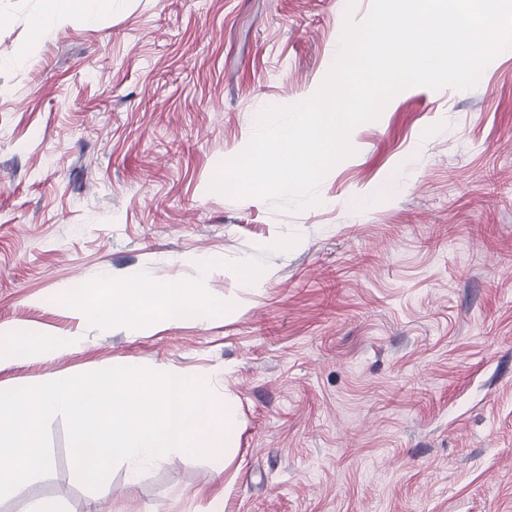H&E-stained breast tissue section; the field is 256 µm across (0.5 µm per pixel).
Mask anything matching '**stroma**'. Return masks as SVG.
Segmentation results:
<instances>
[{
	"instance_id": "1",
	"label": "stroma",
	"mask_w": 512,
	"mask_h": 512,
	"mask_svg": "<svg viewBox=\"0 0 512 512\" xmlns=\"http://www.w3.org/2000/svg\"><path fill=\"white\" fill-rule=\"evenodd\" d=\"M370 5L114 0L0 66V325L44 349L0 386L132 361L195 374L239 421L230 457L122 461L94 491L54 417L50 472L0 512H512V55L398 93L316 205L209 189ZM39 7L0 0V56ZM146 270L221 306L138 336L81 323L75 285Z\"/></svg>"
}]
</instances>
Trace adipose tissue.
<instances>
[{"label":"adipose tissue","mask_w":512,"mask_h":512,"mask_svg":"<svg viewBox=\"0 0 512 512\" xmlns=\"http://www.w3.org/2000/svg\"><path fill=\"white\" fill-rule=\"evenodd\" d=\"M111 7L112 0H42V9L31 25V40L13 52L12 61L29 58L35 41L45 29L75 19L92 25ZM109 295L104 304L79 303L77 312L84 325L96 328L118 325L128 335L137 336L154 320L176 324L191 314L198 321H205L216 305L200 289L159 284L147 271L137 281L111 289Z\"/></svg>","instance_id":"ef3b65f1"}]
</instances>
